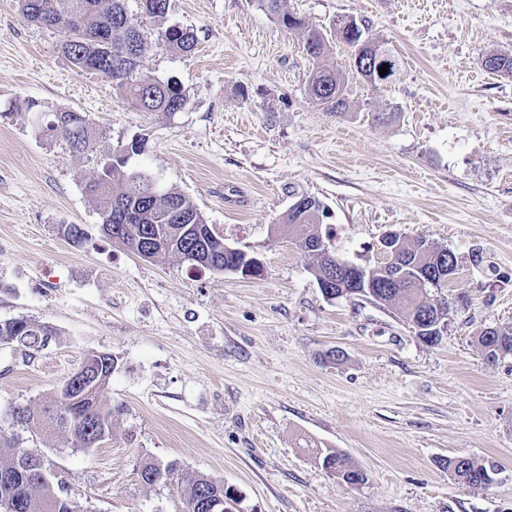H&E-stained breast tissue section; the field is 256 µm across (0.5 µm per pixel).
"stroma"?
Wrapping results in <instances>:
<instances>
[{
  "mask_svg": "<svg viewBox=\"0 0 512 512\" xmlns=\"http://www.w3.org/2000/svg\"><path fill=\"white\" fill-rule=\"evenodd\" d=\"M286 7L329 37L336 18L365 21L397 56L396 77L351 80L339 115L307 84L315 65L349 70L346 46L314 63L302 32L258 0H169L161 20L128 0L147 38L172 25L197 37L194 52L155 47L143 60L189 96L158 116L73 66L64 30L0 0V320L56 330L36 351L0 346V415L109 352L111 439L76 452L64 435L17 433L20 447L52 448L83 512H183L176 483L140 481L145 457L223 481L230 512H512V357L488 361L476 343L512 324V79L482 64L512 53V0ZM31 99L40 113L27 111ZM63 110L98 130L87 152L36 135L37 120ZM385 110L393 118L376 121ZM138 135L147 150L133 166L190 198L227 244L257 253L263 276L154 264L103 238L85 186L100 158ZM302 195L324 204L350 262H381L389 229L452 251L447 334L430 345L396 308L324 299L310 258L273 230ZM70 224L82 244L65 235ZM333 348L342 360L327 358ZM322 450L347 453L366 482L328 474ZM457 455L497 464L495 483H456L444 461Z\"/></svg>",
  "mask_w": 512,
  "mask_h": 512,
  "instance_id": "1",
  "label": "stroma"
}]
</instances>
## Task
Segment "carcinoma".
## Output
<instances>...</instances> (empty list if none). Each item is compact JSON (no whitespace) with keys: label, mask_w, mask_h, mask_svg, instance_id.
<instances>
[{"label":"carcinoma","mask_w":512,"mask_h":512,"mask_svg":"<svg viewBox=\"0 0 512 512\" xmlns=\"http://www.w3.org/2000/svg\"><path fill=\"white\" fill-rule=\"evenodd\" d=\"M58 0H20L24 19L30 23L49 26L61 22V17L78 18L81 24H65L66 39L62 52L75 67L102 73L123 87L130 105L144 112L168 116L188 103L182 86L174 78L156 79L141 69L142 59L151 45L129 16L127 0H67V10L57 7ZM284 0H260L261 6L288 30L304 32L302 51L315 61H320L330 52V43L317 29L288 12ZM141 10L151 18H164L168 11V0H140ZM336 41L350 48L356 47L362 36L345 26L344 19L335 22ZM109 39L112 59L102 58L103 52L96 49L94 38ZM157 43L171 50L190 53L198 41L189 29L169 26L158 31ZM483 66L502 78H512V54L496 53L483 59ZM349 75L339 69L316 67L309 79L308 91L311 99L327 109L342 113L348 106ZM45 136L65 142L73 151L82 152L90 147L96 137V129L81 112L67 110L56 113L54 119L45 123ZM128 157H116L109 153L98 162L94 174L86 184V192L100 214L115 209L118 220L102 225L105 238L128 250L141 241L154 250L153 262L164 263L177 256L192 268L198 261L194 251L206 249L212 258L213 272L223 274L224 238L207 224L199 209L182 193L173 188L161 193L151 179L152 172L143 167L129 166L130 158L142 155L147 139L136 136L126 143ZM120 192L112 191L113 184ZM185 214L195 229L188 230L181 224L171 222L174 212ZM327 215L323 203L315 197H306L302 210L287 211L281 227L288 233L295 246L312 258V270L316 280L331 275L336 267V253L326 252L320 242L332 238L330 228L322 227ZM399 261L403 265V277L399 281L390 278L393 263L384 260L374 266L364 267L361 281L375 286L381 303L396 305L402 316L416 328L422 324V313L433 318H446L453 310V301L443 293L448 287L446 279L426 280L421 276L435 267L442 249L424 237L408 244L397 239ZM56 335L55 329L32 319L28 323L16 324L15 320H0V344H21L38 349L45 345L48 337ZM478 345L490 362L512 356V326L484 330L478 337ZM86 360L95 368L96 388L71 376L65 378L54 392L37 405L13 406L20 416L17 426L24 430L44 427L53 432H62L76 441L75 447L86 441L98 429L112 431V409L103 401V393L111 378L115 360L110 355L98 358L88 354ZM20 447L15 437L0 433V473L13 470L19 461ZM324 469L332 470L345 478L350 485L365 482L366 475L345 453L330 450L319 454ZM451 478L469 488L486 489L494 482L496 468L483 461L467 456H453L445 460ZM184 512H194L193 500L197 492L204 490L214 497H226L224 483L206 474H197L181 481ZM65 482L45 480L33 471L17 478L12 483L0 481V501L18 500L17 512H40L45 501L61 500L58 512H82L79 505L65 495Z\"/></svg>","instance_id":"carcinoma-1"}]
</instances>
